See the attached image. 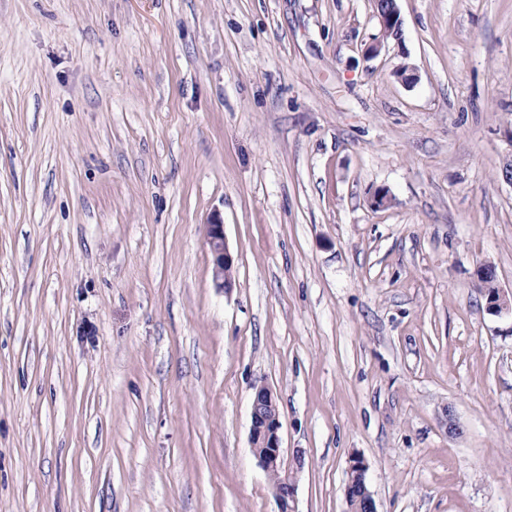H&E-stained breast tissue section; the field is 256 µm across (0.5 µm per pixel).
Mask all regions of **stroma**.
<instances>
[{
    "label": "stroma",
    "mask_w": 512,
    "mask_h": 512,
    "mask_svg": "<svg viewBox=\"0 0 512 512\" xmlns=\"http://www.w3.org/2000/svg\"><path fill=\"white\" fill-rule=\"evenodd\" d=\"M397 5L0 0V512H278L260 385L296 512H512V0ZM377 8V15L383 29L397 37L401 31V19L396 0H384ZM206 240L213 255L217 287L231 288V279L226 274L227 269L232 268L233 259L225 243L223 220L218 215L212 216L206 224ZM477 278H482L493 284L487 291L486 309L495 314H512V295L505 294L495 286V273L490 265L482 264L476 270ZM280 429L281 421L275 394L264 385L256 387L251 404L252 452L267 473L276 470L281 475L279 483L274 487L279 512H295V481L288 470L283 468Z\"/></svg>",
    "instance_id": "obj_1"
}]
</instances>
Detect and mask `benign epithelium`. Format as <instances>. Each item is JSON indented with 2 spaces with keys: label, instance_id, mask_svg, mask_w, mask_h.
I'll use <instances>...</instances> for the list:
<instances>
[{
  "label": "benign epithelium",
  "instance_id": "obj_1",
  "mask_svg": "<svg viewBox=\"0 0 512 512\" xmlns=\"http://www.w3.org/2000/svg\"><path fill=\"white\" fill-rule=\"evenodd\" d=\"M377 15L383 29L395 37L400 34L401 19L396 0H385L377 8ZM206 240L213 255L217 287L228 289L231 287V279L227 277V270L232 268L233 259L225 243L223 220L217 215L211 217L206 224ZM486 309L495 314H512V295L496 286L489 289ZM280 429L276 396L270 388L261 385L255 389L251 404L250 445L265 471L276 470L281 475L279 483L274 487L279 512H295V481L288 470L283 468Z\"/></svg>",
  "mask_w": 512,
  "mask_h": 512
}]
</instances>
